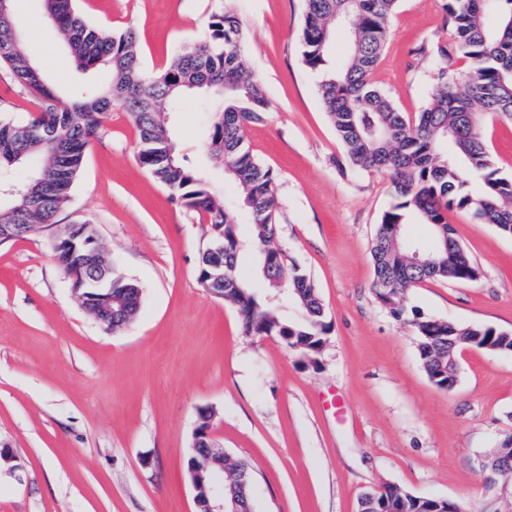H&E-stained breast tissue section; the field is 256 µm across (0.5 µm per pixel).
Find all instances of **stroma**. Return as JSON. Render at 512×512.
<instances>
[{
    "instance_id": "1",
    "label": "stroma",
    "mask_w": 512,
    "mask_h": 512,
    "mask_svg": "<svg viewBox=\"0 0 512 512\" xmlns=\"http://www.w3.org/2000/svg\"><path fill=\"white\" fill-rule=\"evenodd\" d=\"M444 0H399L373 83L415 115L437 84L429 57L448 44ZM91 23L133 28L146 68L167 66L233 8L246 32L241 62L270 102L244 129L276 175L275 243L322 300L328 332L315 358L278 337L246 335L236 309L205 290L198 269L211 230L136 161L139 132L113 109L91 140L60 224H94L141 308L109 330L76 302L36 231L0 244V512H193L186 468L198 411L254 476L256 512H358L360 496L397 486L457 502L462 512H512V477L487 457L512 434V354L467 349L452 389L424 372L409 323L373 288L371 244L397 198L387 174L341 172L342 146L301 56L303 0H77ZM24 46L58 89L80 73L42 0H12ZM211 114L190 95L173 116L181 156L206 166ZM483 137L512 173V121L486 117ZM454 237L477 280L429 281L403 303L424 314L512 333V235L452 209ZM341 407H334L333 399Z\"/></svg>"
}]
</instances>
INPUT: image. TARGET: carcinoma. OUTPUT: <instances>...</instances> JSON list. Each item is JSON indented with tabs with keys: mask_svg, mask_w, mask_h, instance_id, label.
<instances>
[{
	"mask_svg": "<svg viewBox=\"0 0 512 512\" xmlns=\"http://www.w3.org/2000/svg\"><path fill=\"white\" fill-rule=\"evenodd\" d=\"M304 2L302 59L320 76V101L343 146L336 165L354 173L386 172L399 197L383 213L371 246L376 297L396 319L415 328L426 375L437 387L450 389L458 380L461 348L508 353L512 334L409 312L403 297L424 282L478 278L479 267L448 225V210L469 211L512 235V175L495 168L482 136L486 116L512 120V0H444L451 41L433 53L438 83L413 119L371 81L399 0ZM43 17L56 26L80 71L104 68L111 81L76 88L70 106L56 109L57 89L26 54L11 0H0V67L10 69L36 105L22 122L0 118V229L55 223L70 202L91 139L119 107L138 127L139 165L171 197L207 220L211 238L224 233V295L238 311L244 332L259 336L264 330H280L307 345L308 354L315 353L327 331L324 307L308 274L296 264L286 265L274 243L276 177L254 157L243 136L245 125L262 120L270 102L259 81L242 70L245 37L238 17L230 11L213 16L205 37L159 72L143 67L134 30L113 32L87 23L75 0H43ZM338 30L348 40L339 60L333 47ZM460 62L465 65L462 79ZM191 92L221 98L208 150L232 186L233 194L224 198L176 152L171 117L180 96ZM34 158L40 159L36 169L30 166ZM473 173L483 178L477 193L469 188ZM229 207L242 210L248 241L228 222ZM414 223L432 228L430 270L412 262L407 226ZM246 244L258 256L257 273L250 278L238 268ZM50 250L62 269L88 275L83 251L59 240ZM285 278L289 297L301 308L300 317L292 321L275 313L265 293ZM112 282L128 290L131 300H141L142 289L134 281L114 273ZM243 472L251 475L248 463L224 457V479ZM368 512H434V507L418 495L386 487Z\"/></svg>",
	"mask_w": 512,
	"mask_h": 512,
	"instance_id": "cac0c4a2",
	"label": "carcinoma"
}]
</instances>
